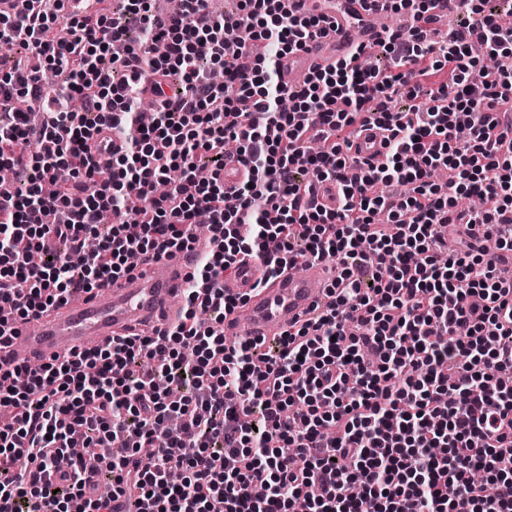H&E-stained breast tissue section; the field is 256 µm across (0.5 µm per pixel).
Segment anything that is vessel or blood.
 I'll return each instance as SVG.
<instances>
[{
    "label": "vessel or blood",
    "mask_w": 512,
    "mask_h": 512,
    "mask_svg": "<svg viewBox=\"0 0 512 512\" xmlns=\"http://www.w3.org/2000/svg\"><path fill=\"white\" fill-rule=\"evenodd\" d=\"M283 6L288 12L324 18L316 36L282 58L281 78L289 87L297 76L327 68L347 55L355 41L372 45L384 36L377 21L387 15L385 0H344L346 14L372 21L360 35L347 30L343 16L329 8L328 0H284ZM383 136V131L368 127L355 141L353 154L364 160L376 158L383 149ZM191 267L187 253L172 260L143 258L125 278L104 283L34 319L31 328L22 329L20 346L0 348V372L27 361L42 364L58 355L102 346L116 336L164 329ZM334 277V267L324 262H311L300 273L286 272L275 278L268 276L261 261L241 265L236 276L224 284L227 294L241 299L240 305L224 316L225 337L260 341L281 336L292 324L309 317L315 307L327 304L326 289Z\"/></svg>",
    "instance_id": "vessel-or-blood-1"
}]
</instances>
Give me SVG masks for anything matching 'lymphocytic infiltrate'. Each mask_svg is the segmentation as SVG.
I'll return each mask as SVG.
<instances>
[{
    "label": "lymphocytic infiltrate",
    "instance_id": "1",
    "mask_svg": "<svg viewBox=\"0 0 512 512\" xmlns=\"http://www.w3.org/2000/svg\"><path fill=\"white\" fill-rule=\"evenodd\" d=\"M26 2L0 15V52L23 48L55 81L0 75V341L129 274V255L192 249L202 211L211 248L160 334L0 375V512H110L116 495L139 512H512V280L482 247L512 253V68L472 53L512 54V8L389 0L406 18L380 42L391 68L359 46L291 90L280 60L321 20L277 0L233 14L181 0L167 26L155 0H96L79 19ZM441 3L462 22L437 39L421 22ZM369 123L385 150L362 162L336 131ZM228 139L249 172L230 193ZM247 258L272 276L335 262L329 307L271 342L226 343L239 300L224 280Z\"/></svg>",
    "mask_w": 512,
    "mask_h": 512
}]
</instances>
